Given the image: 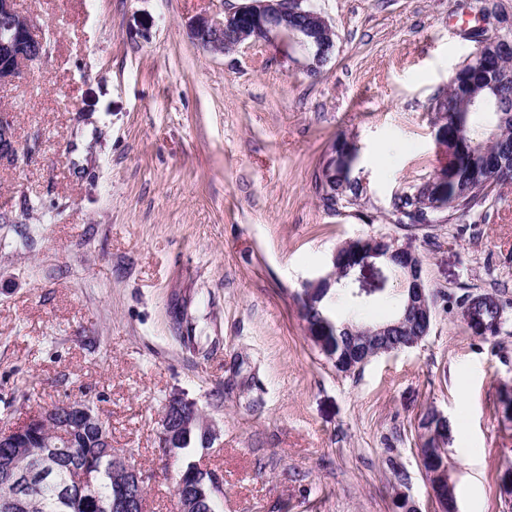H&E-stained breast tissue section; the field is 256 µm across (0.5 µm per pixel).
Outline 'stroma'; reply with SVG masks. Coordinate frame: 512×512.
<instances>
[{
    "instance_id": "stroma-1",
    "label": "stroma",
    "mask_w": 512,
    "mask_h": 512,
    "mask_svg": "<svg viewBox=\"0 0 512 512\" xmlns=\"http://www.w3.org/2000/svg\"><path fill=\"white\" fill-rule=\"evenodd\" d=\"M237 0H18L48 57L0 89L24 167L0 163V423L93 401L112 448L174 512L189 462L223 481L220 512H435L417 448L428 408L450 424L457 512H512V323L471 333L462 288L512 295V180L477 228L390 223L397 195L446 160L431 97L474 51V0H310L336 32L318 77L297 51L209 53L191 22ZM360 148L358 205L324 209L316 175L338 134ZM422 255L436 294L417 346L342 373L310 339L298 297L355 238ZM358 318L393 316L396 276L355 269ZM174 393L215 422L213 447L166 459ZM405 481H397L395 470Z\"/></svg>"
}]
</instances>
